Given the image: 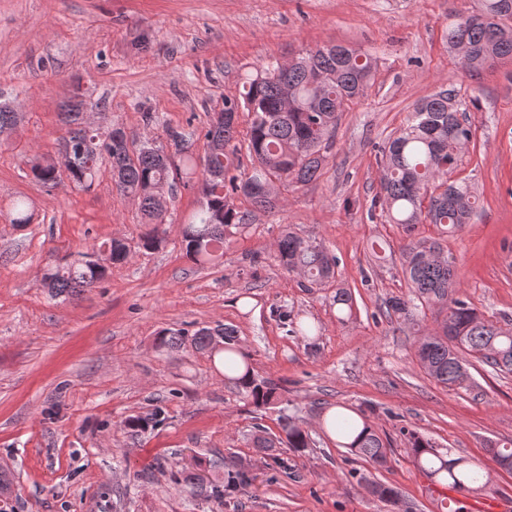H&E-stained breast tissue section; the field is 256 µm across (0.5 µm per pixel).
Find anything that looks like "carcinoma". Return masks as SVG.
<instances>
[{"mask_svg":"<svg viewBox=\"0 0 512 512\" xmlns=\"http://www.w3.org/2000/svg\"><path fill=\"white\" fill-rule=\"evenodd\" d=\"M448 49L468 71L512 60V0H477L474 10L453 16L448 22ZM374 69L371 55L343 44L309 49L286 64L277 60L263 64L246 78L242 91L224 96V109L205 133L208 152L202 164H197L190 152L188 135L177 129L166 131L168 142L181 154L180 167L150 143L129 146L118 127L96 133L97 149H88L85 142L91 135L82 126L85 102L75 95L60 112L66 138L72 143L65 170L74 184L89 186L97 163L108 161L113 186L122 195L137 197L142 217L154 225L152 232L140 239L145 250H155L164 242L165 231L159 224L165 211L158 208L157 197L166 195L171 200L177 187H188L199 179L204 201L183 227L182 246L194 263H212L224 254L228 230L248 220V214L236 210L231 197L242 195L255 208L266 210L274 205L266 187L278 190L313 180L323 151L333 143L338 115L348 102L365 93ZM467 111L466 100L455 89L442 88L417 102L406 124L379 146L384 195L373 205H381L389 223L402 225L408 233L425 221L448 233L469 223L476 208L473 186L467 179L455 177L460 152L474 137ZM241 112L250 117L246 141L251 167L246 169L234 164V156L240 152L234 141ZM32 173L44 185L58 179V170L51 165L35 164ZM108 250L114 264L130 255L129 246L119 239L111 240ZM402 256L404 277L417 298L439 303L445 309L440 331L419 340L417 358L426 374L447 388H461L465 384L462 361L467 355L496 372L512 373V330L483 320L461 298L454 260L439 243L411 239L404 245ZM274 258L284 269L304 278L309 288L336 278V257L322 245L289 230L275 242ZM105 275L106 268L86 252L63 267L48 270L42 287L52 297L69 296L95 287ZM215 336L224 339L228 351H234L236 331L230 327L200 328L193 334L191 345L209 349ZM239 386L257 406L271 401L277 390L272 382L251 376ZM279 426L285 434L283 439L256 425L255 447L274 452L284 441L290 448L309 446L308 433L296 418L283 415ZM335 427L344 440L358 432L345 447L366 463L386 464V444L369 423L359 430L355 420L338 414ZM408 450L416 465L428 474L448 473V485L460 493H474L485 486L483 469L462 458L439 456L431 441L417 433H409ZM182 481L200 496L218 495L216 485L194 473L182 474ZM371 493L400 509L394 488L377 483Z\"/></svg>","mask_w":512,"mask_h":512,"instance_id":"carcinoma-1","label":"carcinoma"}]
</instances>
